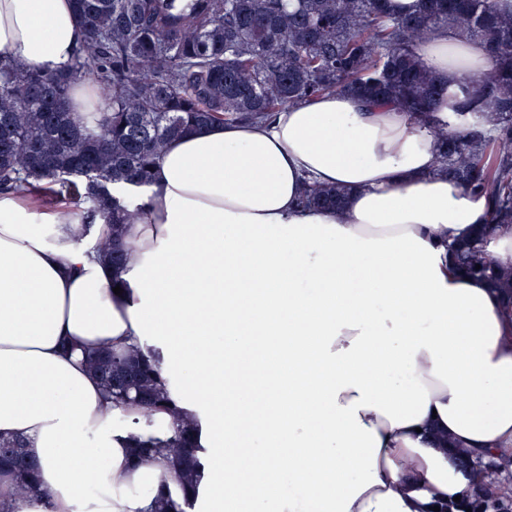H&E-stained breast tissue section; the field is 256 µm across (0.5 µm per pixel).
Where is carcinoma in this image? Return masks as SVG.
Masks as SVG:
<instances>
[{"label":"carcinoma","instance_id":"obj_1","mask_svg":"<svg viewBox=\"0 0 512 512\" xmlns=\"http://www.w3.org/2000/svg\"><path fill=\"white\" fill-rule=\"evenodd\" d=\"M82 38L73 59L54 71L18 67L0 52V195L48 193L84 223L118 225L94 251L118 269L124 223L109 185H145L167 144L213 122L268 119L276 110L330 91L356 92L426 113L449 91L420 63L416 49L432 29L453 21L466 40L483 42L493 61L460 113L464 127L431 125L438 171L494 199L490 223L449 246L455 267L498 292L512 316V267L486 250L495 228L512 225V13L494 0H421L415 15L392 16L387 0H73ZM78 80L91 83L98 111L71 110ZM486 108L497 121H480ZM340 193L309 188L301 204L337 206ZM480 269H475V266ZM84 361L109 394L136 393L150 411L163 402L157 373L139 351L87 353ZM20 439L0 438V472L8 470L22 499L37 496L35 463ZM174 480L186 489L198 460L182 428L168 444ZM468 497L472 512H512L498 476L502 458Z\"/></svg>","mask_w":512,"mask_h":512}]
</instances>
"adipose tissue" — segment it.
Listing matches in <instances>:
<instances>
[{"label":"adipose tissue","instance_id":"adipose-tissue-1","mask_svg":"<svg viewBox=\"0 0 512 512\" xmlns=\"http://www.w3.org/2000/svg\"><path fill=\"white\" fill-rule=\"evenodd\" d=\"M72 0H0V51L68 64ZM450 95L489 75L485 47L438 26L417 48ZM409 112L328 93L259 123L177 138L150 185L112 194L135 217L120 269L112 227L0 197V435L23 439L38 497L0 476L7 512H154L175 491L176 425L108 400L82 351L151 353L202 462L188 512H431L467 497L473 459L512 457V319L448 245L487 198L437 171ZM339 206L305 208V184ZM57 227L48 239L45 227ZM95 486L87 494V486ZM121 237L122 229L117 227L115 229V239L112 242L99 243L94 248L96 254L115 269H119L124 260V251L119 242Z\"/></svg>","mask_w":512,"mask_h":512}]
</instances>
